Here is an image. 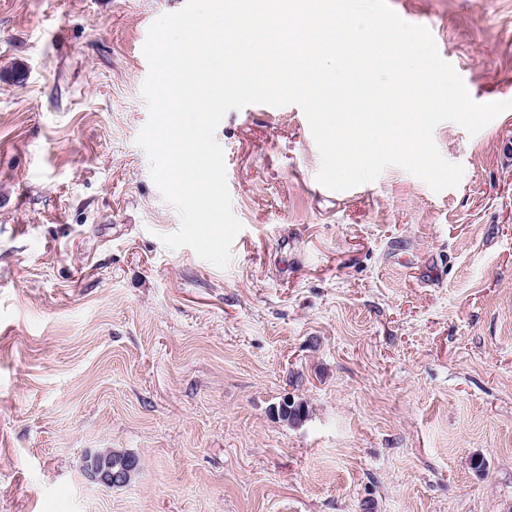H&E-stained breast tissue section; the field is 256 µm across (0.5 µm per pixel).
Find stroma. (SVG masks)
<instances>
[{"instance_id": "stroma-1", "label": "stroma", "mask_w": 512, "mask_h": 512, "mask_svg": "<svg viewBox=\"0 0 512 512\" xmlns=\"http://www.w3.org/2000/svg\"><path fill=\"white\" fill-rule=\"evenodd\" d=\"M184 4L0 0V512H512V109L435 128L464 169L438 193L397 166L328 189L299 106L229 111L220 269L163 244L136 143ZM388 4L512 102V0ZM104 448L127 485L85 476Z\"/></svg>"}]
</instances>
